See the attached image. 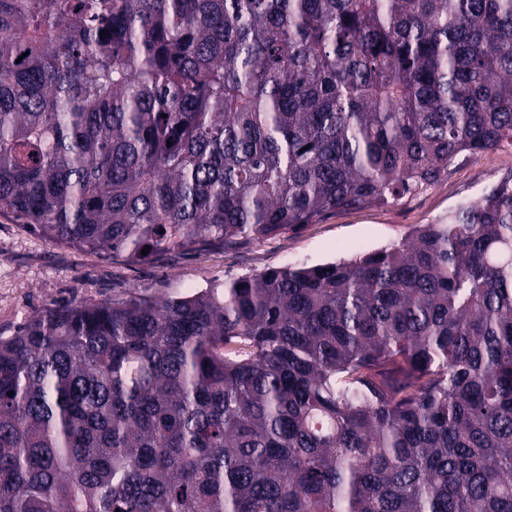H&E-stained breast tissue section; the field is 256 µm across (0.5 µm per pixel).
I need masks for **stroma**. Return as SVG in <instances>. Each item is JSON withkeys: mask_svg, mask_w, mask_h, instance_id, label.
<instances>
[{"mask_svg": "<svg viewBox=\"0 0 512 512\" xmlns=\"http://www.w3.org/2000/svg\"><path fill=\"white\" fill-rule=\"evenodd\" d=\"M512 174V150L461 156L437 183L384 206L338 210L299 230L207 251L172 250L140 263L52 245L0 216V338L14 336L53 305L137 293L153 300L220 288L242 276L288 265L312 266L404 242L421 224L487 192Z\"/></svg>", "mask_w": 512, "mask_h": 512, "instance_id": "1", "label": "stroma"}]
</instances>
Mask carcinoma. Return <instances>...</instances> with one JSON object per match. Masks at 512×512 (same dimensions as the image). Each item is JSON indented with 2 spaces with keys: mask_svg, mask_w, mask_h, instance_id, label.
<instances>
[{
  "mask_svg": "<svg viewBox=\"0 0 512 512\" xmlns=\"http://www.w3.org/2000/svg\"><path fill=\"white\" fill-rule=\"evenodd\" d=\"M506 147L512 0H0V215L53 245L262 240ZM0 512H512V175L393 247L36 313Z\"/></svg>",
  "mask_w": 512,
  "mask_h": 512,
  "instance_id": "cac0c4a2",
  "label": "carcinoma"
}]
</instances>
